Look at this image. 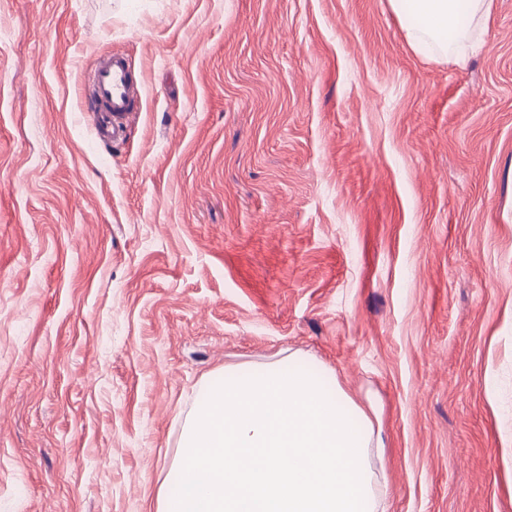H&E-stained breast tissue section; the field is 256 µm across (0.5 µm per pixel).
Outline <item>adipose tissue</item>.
<instances>
[{"mask_svg": "<svg viewBox=\"0 0 512 512\" xmlns=\"http://www.w3.org/2000/svg\"><path fill=\"white\" fill-rule=\"evenodd\" d=\"M391 9L407 17L408 45L419 54L465 64L473 48V26L482 25L496 8V0H388ZM468 13L470 26L459 16Z\"/></svg>", "mask_w": 512, "mask_h": 512, "instance_id": "1", "label": "adipose tissue"}]
</instances>
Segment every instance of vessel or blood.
<instances>
[{"instance_id":"b4317fda","label":"vessel or blood","mask_w":512,"mask_h":512,"mask_svg":"<svg viewBox=\"0 0 512 512\" xmlns=\"http://www.w3.org/2000/svg\"><path fill=\"white\" fill-rule=\"evenodd\" d=\"M143 96V87L133 78L124 55L98 58L93 65L91 111L101 115L97 134L115 139L130 120Z\"/></svg>"}]
</instances>
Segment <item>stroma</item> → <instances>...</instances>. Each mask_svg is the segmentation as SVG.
<instances>
[{"label": "stroma", "mask_w": 512, "mask_h": 512, "mask_svg": "<svg viewBox=\"0 0 512 512\" xmlns=\"http://www.w3.org/2000/svg\"><path fill=\"white\" fill-rule=\"evenodd\" d=\"M387 0H0V512H156L198 401L285 362L386 512H512V0L465 66ZM144 82L121 140L93 62Z\"/></svg>", "instance_id": "1"}]
</instances>
